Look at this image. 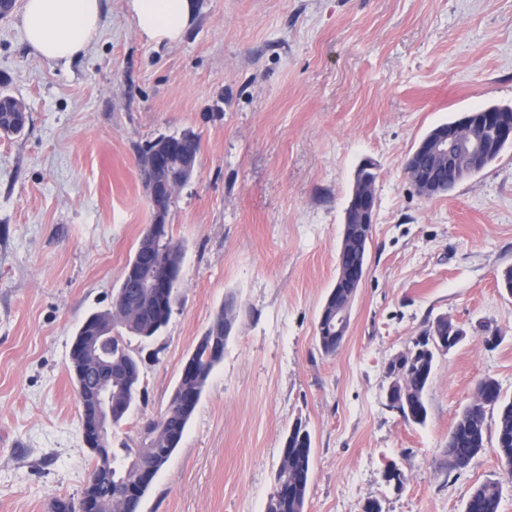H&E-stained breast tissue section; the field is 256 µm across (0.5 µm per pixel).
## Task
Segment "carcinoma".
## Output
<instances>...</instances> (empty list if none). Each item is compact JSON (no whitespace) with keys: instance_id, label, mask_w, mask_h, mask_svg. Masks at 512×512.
Masks as SVG:
<instances>
[{"instance_id":"obj_1","label":"carcinoma","mask_w":512,"mask_h":512,"mask_svg":"<svg viewBox=\"0 0 512 512\" xmlns=\"http://www.w3.org/2000/svg\"><path fill=\"white\" fill-rule=\"evenodd\" d=\"M27 117L16 120L12 112H0V133L18 135L26 127ZM428 173L441 179L453 190L458 181L448 175L440 161H419ZM183 258L182 245L173 240L169 228L151 251H137L133 260L144 267L171 268L173 280L164 301L149 302L134 319L123 309L96 312L79 327L73 344L78 338L90 334L93 327L109 330L112 339L105 350L112 353V426L125 423L130 410L141 396V367L130 348L129 337L150 340L168 324L172 306L176 300L177 282ZM368 262V250L360 232V225L350 224L337 253V274L333 290L329 291L321 307L325 316L332 315L338 307H350L357 295L352 270ZM239 317L233 296L224 299L208 329L201 336L194 352L186 360L188 369L181 373L173 391V405L160 414L162 424L150 441H138L127 449L126 459L112 464V477L100 478L85 485L76 498L57 497L51 503V512H75V504H81L82 512H141L143 500L154 478L147 477L144 464L160 471L178 448L185 430L215 367L224 355V346ZM317 338L323 353H336V339L326 324L317 327ZM441 340L454 348L460 339L457 325L446 317L435 319L413 342L416 354H408L405 361L409 368L400 385L395 389L394 403L389 408L414 424L422 425L428 417L424 392L434 367L431 353L426 350L429 340ZM86 357L73 347L70 350L69 371L72 375L78 402L84 405V418L91 416L90 391L85 379ZM480 394L471 399L457 416L448 433L446 448L438 463L439 469L457 474L467 469L486 450L489 435H494V451L503 469L512 474V398L503 395L499 383L489 377L478 382ZM281 452L284 459L276 470L274 492L270 495L266 512H305L308 487L312 471V438L307 425L296 421L283 439ZM502 488L500 482L488 479L474 487L465 503L464 512H501Z\"/></svg>"}]
</instances>
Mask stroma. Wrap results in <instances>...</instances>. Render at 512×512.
<instances>
[{
    "instance_id": "obj_1",
    "label": "stroma",
    "mask_w": 512,
    "mask_h": 512,
    "mask_svg": "<svg viewBox=\"0 0 512 512\" xmlns=\"http://www.w3.org/2000/svg\"><path fill=\"white\" fill-rule=\"evenodd\" d=\"M20 11L0 19V92L22 99L0 137V512H50L93 464L68 371L73 338L106 310L152 214L144 150L194 132L199 163L167 222L184 246L178 301L132 340L144 402L169 403L187 356L227 296L239 317L179 447L142 512H265L282 439L312 435L305 512H463L472 489L512 476L493 449L440 471L478 382L512 398V146L448 194L417 193L404 165L434 126L512 106V0H196L174 44L147 42L126 0L68 68L37 59ZM376 166L366 276L335 355L316 340L336 280L344 210L362 160ZM466 331L436 358L425 424L384 400L388 361L439 317ZM499 337L486 346L481 326ZM397 464L403 484L387 482Z\"/></svg>"
}]
</instances>
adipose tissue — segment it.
Returning <instances> with one entry per match:
<instances>
[{
	"mask_svg": "<svg viewBox=\"0 0 512 512\" xmlns=\"http://www.w3.org/2000/svg\"><path fill=\"white\" fill-rule=\"evenodd\" d=\"M140 35L151 43H174L190 27L194 0H127ZM102 0H25L21 25L40 59L69 65L86 50L101 19Z\"/></svg>",
	"mask_w": 512,
	"mask_h": 512,
	"instance_id": "1",
	"label": "adipose tissue"
}]
</instances>
